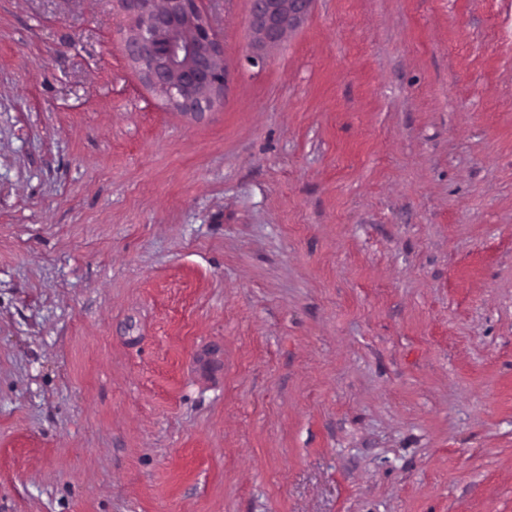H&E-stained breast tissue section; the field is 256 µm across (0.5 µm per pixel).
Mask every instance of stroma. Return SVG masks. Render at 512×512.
Listing matches in <instances>:
<instances>
[{
	"label": "stroma",
	"instance_id": "stroma-1",
	"mask_svg": "<svg viewBox=\"0 0 512 512\" xmlns=\"http://www.w3.org/2000/svg\"><path fill=\"white\" fill-rule=\"evenodd\" d=\"M203 7L0 0V512H512V0ZM135 12L126 53L142 81L174 110L201 113L224 100V45L204 0H127ZM249 28L253 52L276 46L283 34L309 14L313 0H249Z\"/></svg>",
	"mask_w": 512,
	"mask_h": 512
}]
</instances>
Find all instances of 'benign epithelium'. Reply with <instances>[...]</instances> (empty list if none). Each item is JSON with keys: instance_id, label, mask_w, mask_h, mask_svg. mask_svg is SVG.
<instances>
[{"instance_id": "1", "label": "benign epithelium", "mask_w": 512, "mask_h": 512, "mask_svg": "<svg viewBox=\"0 0 512 512\" xmlns=\"http://www.w3.org/2000/svg\"><path fill=\"white\" fill-rule=\"evenodd\" d=\"M135 12L126 53L142 81L174 110L201 113L224 100V45L204 0H129ZM313 0H250L253 52L276 46L309 14Z\"/></svg>"}]
</instances>
